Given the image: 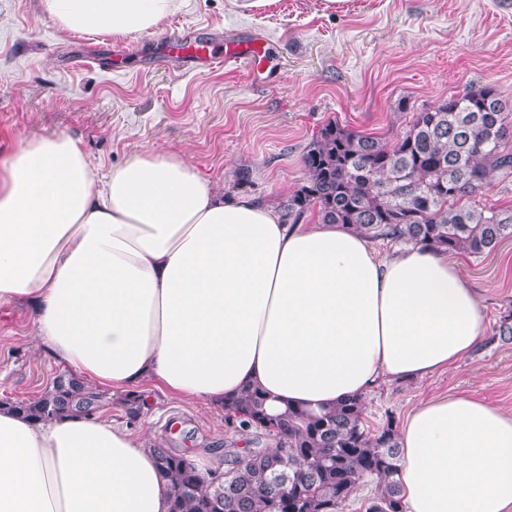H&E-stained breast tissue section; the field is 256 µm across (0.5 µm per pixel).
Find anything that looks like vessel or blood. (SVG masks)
<instances>
[{
    "label": "vessel or blood",
    "instance_id": "obj_1",
    "mask_svg": "<svg viewBox=\"0 0 512 512\" xmlns=\"http://www.w3.org/2000/svg\"><path fill=\"white\" fill-rule=\"evenodd\" d=\"M259 50L255 41H242L233 45L231 50H223L212 43L198 40L195 36L186 34L178 41L165 46L160 52L162 61L183 60L186 58L200 67L213 68L226 62H245L250 66L253 78H261L263 70L257 60Z\"/></svg>",
    "mask_w": 512,
    "mask_h": 512
}]
</instances>
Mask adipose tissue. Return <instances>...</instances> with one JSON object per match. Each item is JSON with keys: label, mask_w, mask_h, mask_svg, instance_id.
<instances>
[{"label": "adipose tissue", "mask_w": 512, "mask_h": 512, "mask_svg": "<svg viewBox=\"0 0 512 512\" xmlns=\"http://www.w3.org/2000/svg\"><path fill=\"white\" fill-rule=\"evenodd\" d=\"M58 31L128 40L181 0H41ZM37 349L121 391L156 382L224 406L328 408L470 354L482 307L455 256L386 255L344 224L285 223L149 149L96 176L80 140L21 138L0 161V304ZM406 512H512V413L421 401L398 435ZM152 440L107 419L0 409V512H168Z\"/></svg>", "instance_id": "adipose-tissue-1"}]
</instances>
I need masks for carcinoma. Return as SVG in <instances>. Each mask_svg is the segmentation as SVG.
<instances>
[{
    "label": "carcinoma",
    "instance_id": "carcinoma-1",
    "mask_svg": "<svg viewBox=\"0 0 512 512\" xmlns=\"http://www.w3.org/2000/svg\"><path fill=\"white\" fill-rule=\"evenodd\" d=\"M511 140L512 107L490 87L420 110L390 144L329 122L304 155L306 179L280 206L295 223L311 211L371 239L481 257L512 238V205L487 202L491 173H512ZM118 402L129 424L149 407L143 392ZM112 404L71 370L34 398L0 399V407L41 420L99 416ZM224 415L251 439L240 453L226 451L222 471H201L163 439L154 446L171 484L169 512H344L369 476L376 486L364 512H404L396 424L390 418L370 430L364 398L272 414L253 392L224 406ZM266 439L276 447H261Z\"/></svg>",
    "mask_w": 512,
    "mask_h": 512
}]
</instances>
